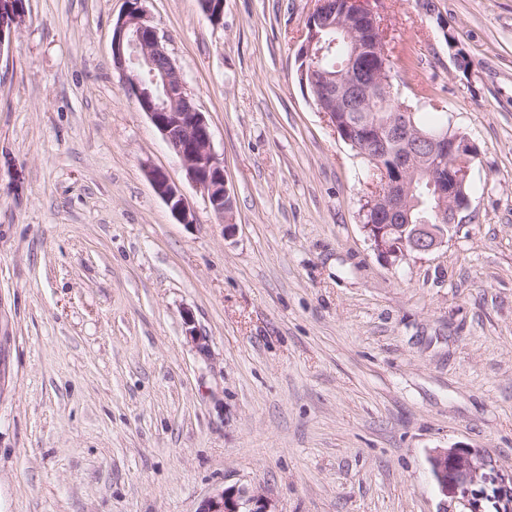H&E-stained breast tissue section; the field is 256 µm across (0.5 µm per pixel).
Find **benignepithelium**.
I'll use <instances>...</instances> for the list:
<instances>
[{
    "label": "benign epithelium",
    "mask_w": 512,
    "mask_h": 512,
    "mask_svg": "<svg viewBox=\"0 0 512 512\" xmlns=\"http://www.w3.org/2000/svg\"><path fill=\"white\" fill-rule=\"evenodd\" d=\"M129 8L113 28V64L141 110L162 135L182 163L187 178L204 190L226 234L236 231L229 216L232 196L224 164L213 152L212 132L205 113L198 110L186 91L182 74L156 31L146 24L139 0H128ZM336 12L332 0H317L307 20L309 34L299 50V79L315 99L335 132L347 143L362 139L372 161L386 160L381 168L382 184L372 188L363 212L376 224L365 227L377 253L397 265L415 254L440 250L446 234L431 224L411 223L408 199L413 183L430 177V188L439 202L437 211L453 227L469 205L464 192L470 181L477 149L465 136L415 127L412 113L397 103L392 72L387 64L384 40L374 36L367 23L378 26V12L369 0H344ZM340 28L348 44L344 70L333 74L321 66V32ZM391 113L385 130L376 118L387 105ZM148 176L156 194L182 224L193 222L180 188L167 174L151 169ZM432 472L445 495L467 496L471 488L488 478L483 455L462 447L437 448L429 458ZM196 512H276L273 500L247 486L231 487L205 497Z\"/></svg>",
    "instance_id": "obj_1"
}]
</instances>
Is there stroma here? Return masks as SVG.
<instances>
[{"label":"stroma","instance_id":"35a3bbf8","mask_svg":"<svg viewBox=\"0 0 512 512\" xmlns=\"http://www.w3.org/2000/svg\"><path fill=\"white\" fill-rule=\"evenodd\" d=\"M316 0H142L205 112L224 234L124 86L128 0H26L0 54V512H498L512 497V0H379L402 97L477 148L447 246L392 266L364 164L303 89ZM465 63H458L457 54ZM163 170L193 221L148 177ZM475 448L476 505L435 449ZM148 176L154 191L166 203L172 215L182 224L192 223V214L185 197L167 174L159 169H150ZM432 472L442 492L448 496H467L472 487L488 478L483 455L462 447L435 449L429 458ZM196 512H277L273 500L247 486L231 487L205 497Z\"/></svg>","mask_w":512,"mask_h":512}]
</instances>
